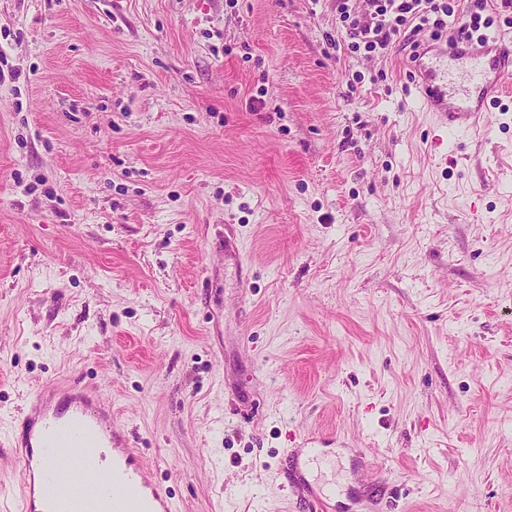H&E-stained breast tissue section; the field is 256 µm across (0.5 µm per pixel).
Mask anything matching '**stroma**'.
Instances as JSON below:
<instances>
[{"label":"stroma","instance_id":"stroma-1","mask_svg":"<svg viewBox=\"0 0 512 512\" xmlns=\"http://www.w3.org/2000/svg\"><path fill=\"white\" fill-rule=\"evenodd\" d=\"M336 0H0V505L44 385L182 512H512V92L423 111ZM233 236L248 256L225 250Z\"/></svg>","mask_w":512,"mask_h":512}]
</instances>
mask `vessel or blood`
Instances as JSON below:
<instances>
[{
	"label": "vessel or blood",
	"instance_id": "obj_1",
	"mask_svg": "<svg viewBox=\"0 0 512 512\" xmlns=\"http://www.w3.org/2000/svg\"><path fill=\"white\" fill-rule=\"evenodd\" d=\"M409 65L423 110L466 132L487 120L512 75V36L465 49L425 43ZM12 446L25 490L21 512H174L166 491L130 469V443L102 397L42 389Z\"/></svg>",
	"mask_w": 512,
	"mask_h": 512
}]
</instances>
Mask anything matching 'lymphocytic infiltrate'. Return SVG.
I'll use <instances>...</instances> for the list:
<instances>
[{"instance_id":"obj_1","label":"lymphocytic infiltrate","mask_w":512,"mask_h":512,"mask_svg":"<svg viewBox=\"0 0 512 512\" xmlns=\"http://www.w3.org/2000/svg\"><path fill=\"white\" fill-rule=\"evenodd\" d=\"M512 24V0H336V29L348 53L389 55L396 46L418 49L422 38L460 39L495 24Z\"/></svg>"}]
</instances>
